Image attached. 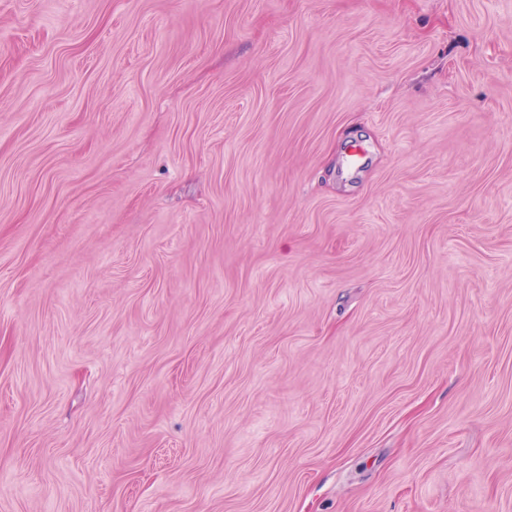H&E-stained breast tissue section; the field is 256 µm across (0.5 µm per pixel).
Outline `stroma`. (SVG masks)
I'll return each instance as SVG.
<instances>
[{"label": "stroma", "instance_id": "1", "mask_svg": "<svg viewBox=\"0 0 512 512\" xmlns=\"http://www.w3.org/2000/svg\"><path fill=\"white\" fill-rule=\"evenodd\" d=\"M0 512H512V0H0Z\"/></svg>", "mask_w": 512, "mask_h": 512}]
</instances>
